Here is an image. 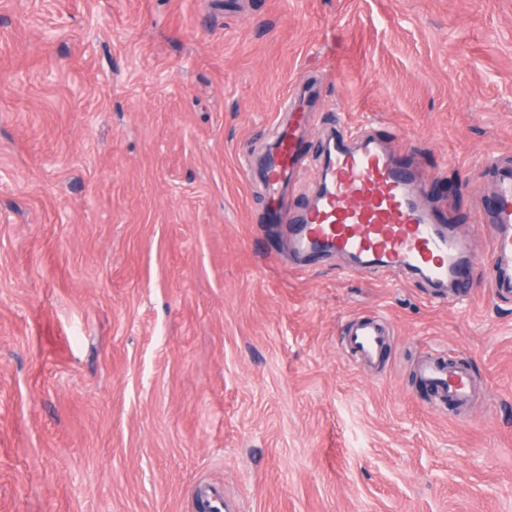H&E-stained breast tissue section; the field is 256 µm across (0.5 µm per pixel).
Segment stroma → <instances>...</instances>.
Returning a JSON list of instances; mask_svg holds the SVG:
<instances>
[{"mask_svg": "<svg viewBox=\"0 0 512 512\" xmlns=\"http://www.w3.org/2000/svg\"><path fill=\"white\" fill-rule=\"evenodd\" d=\"M310 82L287 210L370 124L486 259L512 0H0V512H512V300L302 264L262 221ZM372 317L378 366L344 342ZM419 375L447 396L448 401L465 405L472 399L470 372L464 363L445 364L429 359L420 365Z\"/></svg>", "mask_w": 512, "mask_h": 512, "instance_id": "obj_1", "label": "stroma"}]
</instances>
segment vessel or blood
Here are the masks:
<instances>
[{
  "instance_id": "1",
  "label": "vessel or blood",
  "mask_w": 512,
  "mask_h": 512,
  "mask_svg": "<svg viewBox=\"0 0 512 512\" xmlns=\"http://www.w3.org/2000/svg\"><path fill=\"white\" fill-rule=\"evenodd\" d=\"M291 113L290 124L279 131L266 161L265 179L269 218L287 225L297 254L342 255L360 269L415 275L447 291L453 301L470 297L480 278L494 298L512 300V164L496 165L495 192L480 206L495 226L490 254L480 264L449 225L418 207L416 170L400 163L371 130L329 136L315 199L302 214H284L282 190L300 176V134L310 120L302 108H292ZM355 197L362 198V206H352ZM347 341L358 359L378 361L385 349V324L378 318L355 320ZM419 375L449 401L464 405L472 398L465 364L429 359L420 365Z\"/></svg>"
}]
</instances>
